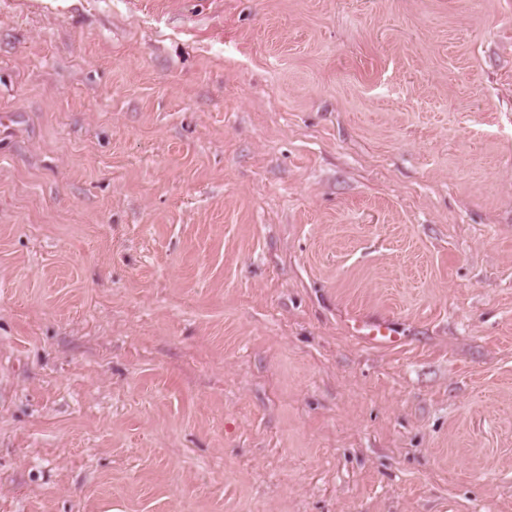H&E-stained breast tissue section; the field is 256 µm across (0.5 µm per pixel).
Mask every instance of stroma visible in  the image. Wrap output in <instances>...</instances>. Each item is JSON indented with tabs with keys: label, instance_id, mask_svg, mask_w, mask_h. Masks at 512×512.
Here are the masks:
<instances>
[{
	"label": "stroma",
	"instance_id": "stroma-1",
	"mask_svg": "<svg viewBox=\"0 0 512 512\" xmlns=\"http://www.w3.org/2000/svg\"><path fill=\"white\" fill-rule=\"evenodd\" d=\"M0 512H512V0H0ZM352 336L362 342L380 347L394 348L401 344L399 337L395 336V329L387 318H355L349 326Z\"/></svg>",
	"mask_w": 512,
	"mask_h": 512
}]
</instances>
